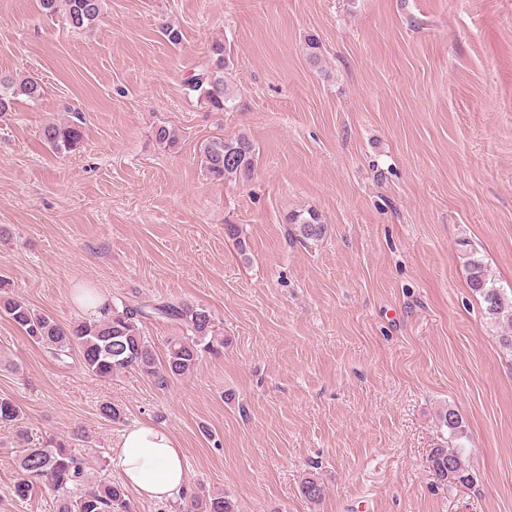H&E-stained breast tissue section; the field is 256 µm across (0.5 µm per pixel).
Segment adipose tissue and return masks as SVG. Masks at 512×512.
<instances>
[{
    "mask_svg": "<svg viewBox=\"0 0 512 512\" xmlns=\"http://www.w3.org/2000/svg\"><path fill=\"white\" fill-rule=\"evenodd\" d=\"M123 484L151 501L180 500L187 489L184 455L172 435L152 424L126 429L112 458Z\"/></svg>",
    "mask_w": 512,
    "mask_h": 512,
    "instance_id": "adipose-tissue-1",
    "label": "adipose tissue"
}]
</instances>
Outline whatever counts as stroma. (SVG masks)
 Returning a JSON list of instances; mask_svg holds the SVG:
<instances>
[{"label": "stroma", "mask_w": 512, "mask_h": 512, "mask_svg": "<svg viewBox=\"0 0 512 512\" xmlns=\"http://www.w3.org/2000/svg\"><path fill=\"white\" fill-rule=\"evenodd\" d=\"M218 40L227 112L187 86ZM1 72L44 94L0 117V284L64 325L90 316L77 288L186 301L224 353L163 386L100 379L0 317V396L21 410L0 424V512H57L46 484L15 496L24 446L76 436L91 481L115 482L119 438L144 422L177 440L190 491L239 512H512V350L467 271L512 290V0H105L87 31L0 0ZM75 114L84 141L58 156L41 129ZM241 132L252 179L207 178L201 143ZM312 209L327 231L303 243L286 218ZM445 407L469 486L428 469Z\"/></svg>", "instance_id": "stroma-1"}]
</instances>
